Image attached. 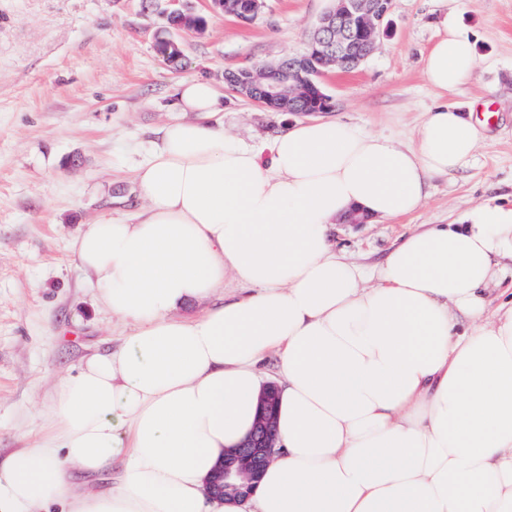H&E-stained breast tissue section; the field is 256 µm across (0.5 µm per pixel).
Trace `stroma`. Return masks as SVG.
Listing matches in <instances>:
<instances>
[{"instance_id": "1", "label": "stroma", "mask_w": 512, "mask_h": 512, "mask_svg": "<svg viewBox=\"0 0 512 512\" xmlns=\"http://www.w3.org/2000/svg\"><path fill=\"white\" fill-rule=\"evenodd\" d=\"M203 34L174 33L184 61L172 68L157 43L167 0H0V462L39 434L40 410L84 357L118 343L129 325L100 303L73 236L99 216L134 213L133 169L173 117L175 86L203 76L224 91V129L243 143L293 121L224 85V72L301 54L331 0H265L244 22L191 0ZM457 20L477 66L448 102L473 118L494 112L475 158L435 178L416 212L338 224V249L372 267L400 238L451 224L486 201L512 202V0H392L388 31L350 71L323 85L333 118L409 144L440 98L424 59Z\"/></svg>"}]
</instances>
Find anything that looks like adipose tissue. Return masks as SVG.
<instances>
[{
	"label": "adipose tissue",
	"instance_id": "1",
	"mask_svg": "<svg viewBox=\"0 0 512 512\" xmlns=\"http://www.w3.org/2000/svg\"><path fill=\"white\" fill-rule=\"evenodd\" d=\"M475 67L446 20L427 82L452 94ZM174 96L197 118L167 123L135 168L143 207L71 242L132 330L57 384L38 440L0 465V512H512V300L487 298L512 276V205L411 234L371 269L329 236L355 210L417 211L486 125L442 103L409 147L320 118L246 147L209 79ZM271 353L277 453L248 498L215 497L211 476L258 422ZM75 468L111 483L74 494Z\"/></svg>",
	"mask_w": 512,
	"mask_h": 512
}]
</instances>
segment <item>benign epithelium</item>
Returning <instances> with one entry per match:
<instances>
[{
  "label": "benign epithelium",
  "mask_w": 512,
  "mask_h": 512,
  "mask_svg": "<svg viewBox=\"0 0 512 512\" xmlns=\"http://www.w3.org/2000/svg\"><path fill=\"white\" fill-rule=\"evenodd\" d=\"M390 9L391 0H334L308 42L304 59L316 63V67L309 70L310 76L321 81L328 67L326 60L331 55L336 57L338 65L349 61L361 62L374 50L378 38L386 31L384 22ZM300 76L302 70L286 69L279 62L243 68L234 75V81L249 92V99L271 109L286 95V82ZM275 403V392L271 389L261 401L255 430L224 459L221 472L209 485L211 493L240 496L258 481L275 454Z\"/></svg>",
  "instance_id": "benign-epithelium-1"
}]
</instances>
